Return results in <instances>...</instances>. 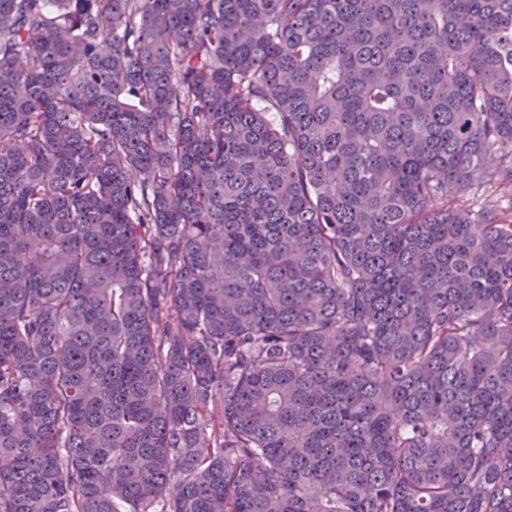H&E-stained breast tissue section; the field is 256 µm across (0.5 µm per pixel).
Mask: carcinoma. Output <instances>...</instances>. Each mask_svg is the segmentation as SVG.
I'll list each match as a JSON object with an SVG mask.
<instances>
[{
  "instance_id": "obj_1",
  "label": "carcinoma",
  "mask_w": 512,
  "mask_h": 512,
  "mask_svg": "<svg viewBox=\"0 0 512 512\" xmlns=\"http://www.w3.org/2000/svg\"><path fill=\"white\" fill-rule=\"evenodd\" d=\"M0 512H512V0H0ZM500 196L501 188L490 182H475L465 190H459L455 183L448 185V200L464 210L477 211L487 202Z\"/></svg>"
}]
</instances>
